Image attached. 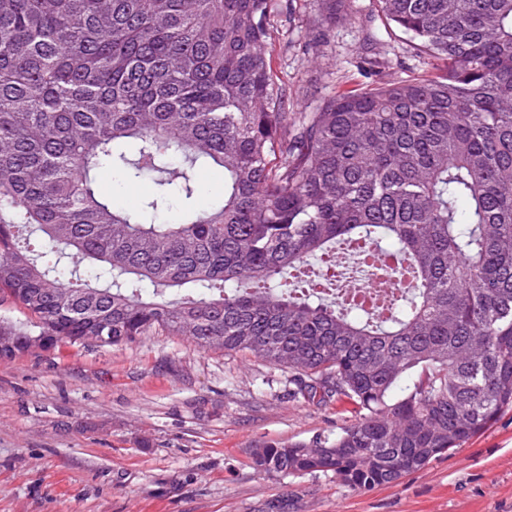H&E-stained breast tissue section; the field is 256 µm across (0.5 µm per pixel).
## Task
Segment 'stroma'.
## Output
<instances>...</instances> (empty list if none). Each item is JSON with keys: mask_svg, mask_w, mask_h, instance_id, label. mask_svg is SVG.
Wrapping results in <instances>:
<instances>
[{"mask_svg": "<svg viewBox=\"0 0 512 512\" xmlns=\"http://www.w3.org/2000/svg\"><path fill=\"white\" fill-rule=\"evenodd\" d=\"M294 6L288 20L271 0L274 70L292 111L446 67L390 29L378 0H342L332 15L317 0ZM299 386L248 353L162 332L0 360V512H512V407L389 486L258 471L253 448L311 443L355 420L346 398Z\"/></svg>", "mask_w": 512, "mask_h": 512, "instance_id": "stroma-1", "label": "stroma"}]
</instances>
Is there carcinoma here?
I'll return each mask as SVG.
<instances>
[{
    "label": "carcinoma",
    "mask_w": 512,
    "mask_h": 512,
    "mask_svg": "<svg viewBox=\"0 0 512 512\" xmlns=\"http://www.w3.org/2000/svg\"><path fill=\"white\" fill-rule=\"evenodd\" d=\"M270 0H0V345L161 331L248 352L358 419L255 467L390 485L512 406V0H378L446 73L288 111ZM224 196L172 224L196 170ZM151 181L138 210L96 186ZM363 243L389 291L325 299L309 261Z\"/></svg>",
    "instance_id": "1"
}]
</instances>
